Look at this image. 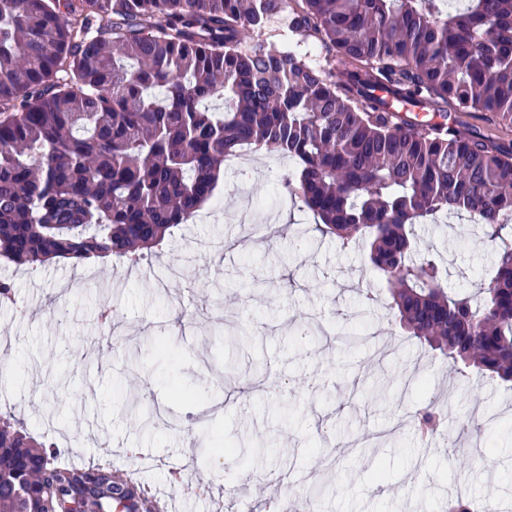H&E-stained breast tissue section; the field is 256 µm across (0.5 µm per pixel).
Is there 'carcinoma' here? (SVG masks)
Listing matches in <instances>:
<instances>
[{
  "label": "carcinoma",
  "instance_id": "obj_1",
  "mask_svg": "<svg viewBox=\"0 0 512 512\" xmlns=\"http://www.w3.org/2000/svg\"><path fill=\"white\" fill-rule=\"evenodd\" d=\"M286 12L324 63L273 39ZM465 112L512 127V0H0V261L137 264L263 148L295 162L280 192L315 231L367 241L448 378L512 382V146L463 134ZM462 213L496 244L477 297L413 258L415 225ZM59 455L0 415V512H155L144 481Z\"/></svg>",
  "mask_w": 512,
  "mask_h": 512
}]
</instances>
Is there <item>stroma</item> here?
Returning <instances> with one entry per match:
<instances>
[{
	"instance_id": "obj_1",
	"label": "stroma",
	"mask_w": 512,
	"mask_h": 512,
	"mask_svg": "<svg viewBox=\"0 0 512 512\" xmlns=\"http://www.w3.org/2000/svg\"><path fill=\"white\" fill-rule=\"evenodd\" d=\"M293 172L273 153L225 163L220 210L136 275L111 260L1 269L15 300L0 304V334L11 340L0 398L43 440L66 432L58 444L76 464L142 449L154 463L149 485L166 495L170 468L194 458L196 478L218 477L221 499L184 495L181 512H258L273 494L322 512H445L457 483L478 507L512 494V385L469 370L449 378L447 361L401 328L365 246L313 236L306 208L279 207L275 189ZM284 212L274 237L251 222ZM414 239L449 288L490 274L494 246L468 219L416 225ZM105 307L112 339L93 353ZM161 335L176 363L154 354L132 363ZM175 380L189 398L173 394ZM431 401L447 421L424 440L414 414ZM479 411L494 419L480 446L465 448L462 470L447 446ZM266 441L275 453L236 451ZM218 442L231 452L214 453Z\"/></svg>"
}]
</instances>
